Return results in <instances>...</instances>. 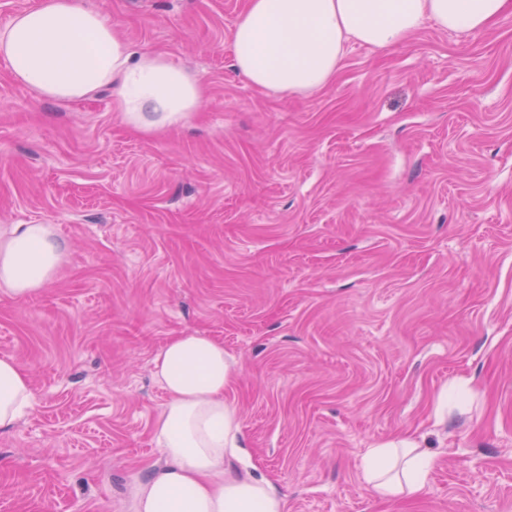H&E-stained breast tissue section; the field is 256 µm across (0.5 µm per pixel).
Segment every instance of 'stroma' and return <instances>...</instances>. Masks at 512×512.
Instances as JSON below:
<instances>
[{
    "label": "stroma",
    "mask_w": 512,
    "mask_h": 512,
    "mask_svg": "<svg viewBox=\"0 0 512 512\" xmlns=\"http://www.w3.org/2000/svg\"><path fill=\"white\" fill-rule=\"evenodd\" d=\"M86 2L208 94L142 130L111 89L44 102L0 61V229L65 245L39 294L0 293L35 396L0 434V512H131L163 463L153 360L184 333L234 357L244 450L288 512H512V17L348 43L327 87L281 97L233 67L248 0ZM408 432L436 467L378 498L360 459ZM467 392H469L468 381L462 379L453 382L448 388L443 389L438 396L435 406L436 421H444L448 414V406L455 404Z\"/></svg>",
    "instance_id": "stroma-1"
}]
</instances>
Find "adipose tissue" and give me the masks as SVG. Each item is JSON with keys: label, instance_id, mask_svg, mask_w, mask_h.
I'll list each match as a JSON object with an SVG mask.
<instances>
[{"label": "adipose tissue", "instance_id": "obj_1", "mask_svg": "<svg viewBox=\"0 0 512 512\" xmlns=\"http://www.w3.org/2000/svg\"><path fill=\"white\" fill-rule=\"evenodd\" d=\"M512 16V0H248L232 41L234 67L254 87L306 96L335 77L348 43L386 50L424 22L469 36ZM0 58L37 98L71 102L114 86L112 109L135 128L171 127L197 111L201 80L161 52L134 55L100 11L78 0H42L0 28ZM64 246L47 224L0 233V292L39 293ZM167 401L153 426L164 462L135 485V512H287L285 498L242 466L241 421L226 391L234 362L223 343L185 334L155 356ZM29 375L0 356V431L33 406ZM436 459L418 437L379 442L360 468L381 498L424 491Z\"/></svg>", "mask_w": 512, "mask_h": 512}]
</instances>
